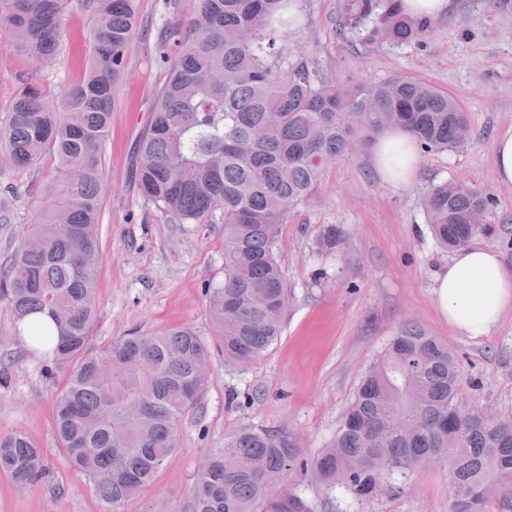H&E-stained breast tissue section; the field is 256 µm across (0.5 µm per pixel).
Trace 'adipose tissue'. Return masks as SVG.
<instances>
[{"mask_svg": "<svg viewBox=\"0 0 512 512\" xmlns=\"http://www.w3.org/2000/svg\"><path fill=\"white\" fill-rule=\"evenodd\" d=\"M372 155L379 179L394 188L408 187L420 171L415 139L394 128L376 140ZM433 303L449 325L464 335H488L506 309L512 308V273L492 248L457 250L447 271L436 279Z\"/></svg>", "mask_w": 512, "mask_h": 512, "instance_id": "1", "label": "adipose tissue"}]
</instances>
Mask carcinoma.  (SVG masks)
<instances>
[{
  "mask_svg": "<svg viewBox=\"0 0 512 512\" xmlns=\"http://www.w3.org/2000/svg\"><path fill=\"white\" fill-rule=\"evenodd\" d=\"M68 0H0V31L40 67L56 60ZM177 39L179 55L140 140L134 178L163 213L199 221L224 212V282L209 289V316L224 361H260L281 335L288 289L272 244L279 225L313 194L329 163L371 152L399 127L427 152L457 150L471 134L451 96L416 80L336 83L304 62L284 64L279 42L295 19L291 0H199ZM93 54L81 81L59 92L18 86L0 126V166L32 168L55 154L38 223L6 268L0 303L20 320L44 314L57 328L55 434L69 465L90 477L112 512L139 494L178 451L183 419L208 387L209 347L189 328L92 342L100 252V145L112 120V86L125 73L136 0H89ZM374 23L404 43L429 21L401 0H342L340 33ZM488 201L454 181L434 185L421 207L447 251L490 231L475 223ZM330 224L321 253L344 244ZM460 370L448 344L404 324L368 370L327 448L303 461L328 495L367 497L383 475L421 465L448 470L450 512L512 506V418L487 419L458 399ZM301 441L286 427H240L199 463L183 512H320L318 497L278 489ZM44 455L23 432L0 434V475L27 488Z\"/></svg>",
  "mask_w": 512,
  "mask_h": 512,
  "instance_id": "1",
  "label": "carcinoma"
}]
</instances>
